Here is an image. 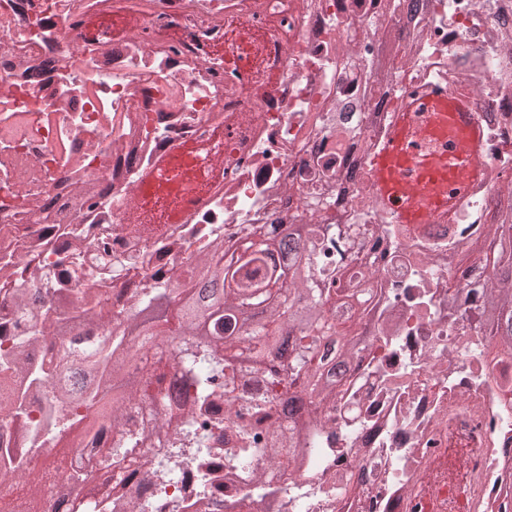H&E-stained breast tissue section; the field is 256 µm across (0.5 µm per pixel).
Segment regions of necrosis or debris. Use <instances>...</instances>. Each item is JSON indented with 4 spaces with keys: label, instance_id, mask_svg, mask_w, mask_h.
Segmentation results:
<instances>
[{
    "label": "necrosis or debris",
    "instance_id": "4bbe7bcc",
    "mask_svg": "<svg viewBox=\"0 0 512 512\" xmlns=\"http://www.w3.org/2000/svg\"><path fill=\"white\" fill-rule=\"evenodd\" d=\"M430 91L477 105L488 172L412 229L377 204L370 161ZM178 144L209 175L204 203L148 221L141 179ZM511 211L512 0H0V368L23 342L33 365L0 386L17 409L0 468L66 476L49 458L63 327L122 335L133 292L298 222L324 229L321 267L372 293L331 309L367 342L314 408L303 467L256 453L287 386L236 369L200 405L173 365L125 413L136 472L96 493L100 512H512V358L488 333L490 236ZM173 386L179 419L155 398ZM187 423L202 447H172Z\"/></svg>",
    "mask_w": 512,
    "mask_h": 512
}]
</instances>
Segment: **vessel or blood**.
I'll return each instance as SVG.
<instances>
[{"label":"vessel or blood","instance_id":"b4317fda","mask_svg":"<svg viewBox=\"0 0 512 512\" xmlns=\"http://www.w3.org/2000/svg\"><path fill=\"white\" fill-rule=\"evenodd\" d=\"M431 112V123L441 129L434 153H425L423 134L415 123L416 112ZM188 146L175 148L159 158L142 184L155 198L165 197L172 175L181 171ZM483 132L473 101L454 95L408 98L398 112L392 132L372 160V179L380 205L393 209L399 223L416 225L454 209L469 185L486 170Z\"/></svg>","mask_w":512,"mask_h":512}]
</instances>
